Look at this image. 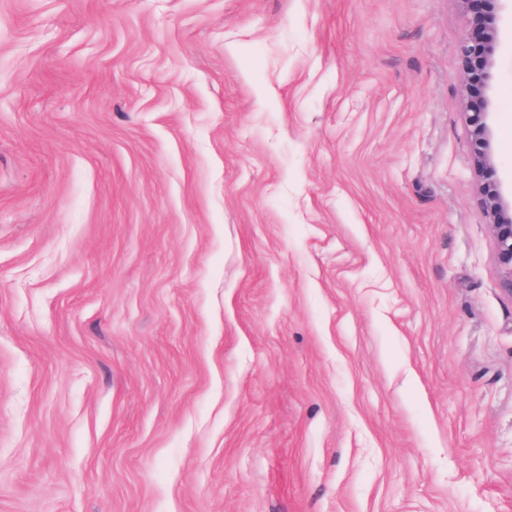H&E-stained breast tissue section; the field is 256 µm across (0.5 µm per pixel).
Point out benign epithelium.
<instances>
[{
    "instance_id": "7a95c632",
    "label": "benign epithelium",
    "mask_w": 512,
    "mask_h": 512,
    "mask_svg": "<svg viewBox=\"0 0 512 512\" xmlns=\"http://www.w3.org/2000/svg\"><path fill=\"white\" fill-rule=\"evenodd\" d=\"M470 15L468 37L460 48L464 73L474 169L479 180L483 215L496 244V260L503 290L512 295V195L507 196L494 179V131L488 122L492 101L488 90L493 80L495 52L500 30L496 23L498 0H459Z\"/></svg>"
}]
</instances>
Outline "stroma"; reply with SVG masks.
I'll use <instances>...</instances> for the list:
<instances>
[{
    "label": "stroma",
    "mask_w": 512,
    "mask_h": 512,
    "mask_svg": "<svg viewBox=\"0 0 512 512\" xmlns=\"http://www.w3.org/2000/svg\"><path fill=\"white\" fill-rule=\"evenodd\" d=\"M489 95L512 188V0ZM459 0H0V512H512V295Z\"/></svg>",
    "instance_id": "1"
}]
</instances>
